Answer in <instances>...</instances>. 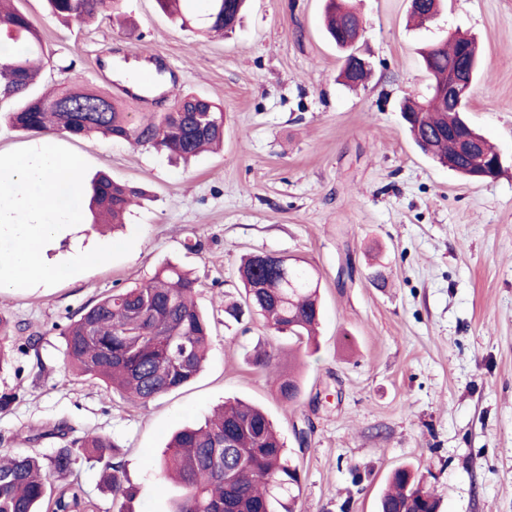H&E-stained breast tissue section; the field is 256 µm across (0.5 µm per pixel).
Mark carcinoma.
Here are the masks:
<instances>
[{
	"mask_svg": "<svg viewBox=\"0 0 512 512\" xmlns=\"http://www.w3.org/2000/svg\"><path fill=\"white\" fill-rule=\"evenodd\" d=\"M0 0V43L18 51L0 58V112L12 127L32 135L61 133L93 141L99 135L148 145L188 161L209 146L224 142V109L196 95L178 99L172 111L135 119L127 105L107 91L75 84L51 94L39 91L43 41L32 20ZM54 15L85 24L121 13L123 0H44ZM209 30L222 34L235 28L245 0H204ZM438 0H417L411 15L424 23L437 12ZM173 22L185 28L191 18L186 0H157ZM357 12L342 0H328L327 31L343 53L340 77L356 87L370 70L354 65ZM432 89L445 88L448 77L473 82L479 75L475 38L458 36L437 42L423 52ZM107 104L106 112H88L93 103ZM403 118L415 144L432 160L476 180L493 179L498 153L454 105L434 95L414 111L405 101ZM480 142L481 156L466 158L456 149L455 136ZM139 196L125 184L101 177L92 183L90 206L121 224ZM240 300L224 306L235 321L248 314L262 317L275 332L308 346L318 345L319 279L286 256L272 267L258 256L247 257L239 269ZM198 279L176 264L167 263L143 283L116 288L81 307L62 329L68 367L78 377L102 381L107 388L145 406L154 399L192 382L202 371L212 344V324L198 308ZM253 363L273 374L280 400H298L300 380L279 370L278 356L259 352ZM56 435L64 444L48 457L47 467L29 455L0 460V512H41L53 502V512H78L88 507L80 485L56 486L53 479L69 474L80 460L112 454L103 484L114 499L132 501L137 494L120 459L118 443L95 432H77L66 420L49 424L38 436ZM301 473L287 444L260 407L227 400L204 423L177 432L160 465L157 492L171 498V512H290L284 500L295 497ZM378 512H438V501L423 476L410 467L394 469L378 497Z\"/></svg>",
	"mask_w": 512,
	"mask_h": 512,
	"instance_id": "obj_1",
	"label": "carcinoma"
}]
</instances>
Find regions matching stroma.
<instances>
[{"label": "stroma", "mask_w": 512, "mask_h": 512, "mask_svg": "<svg viewBox=\"0 0 512 512\" xmlns=\"http://www.w3.org/2000/svg\"><path fill=\"white\" fill-rule=\"evenodd\" d=\"M360 45L373 63L364 86L338 81L342 58L323 27L325 0H248L223 39L173 25L156 0H126L127 21L77 27L43 0H16L40 30L46 87L81 82L127 98L129 63L158 72L129 98L136 113L169 111L194 93L224 108V147L183 164L150 146L63 134L89 168L140 193L118 234L84 224L60 253L134 239L125 257L54 286L0 291V319L39 339L0 370V457L48 454L36 434L61 419L116 440L138 488L131 512H169L158 461L171 435L225 399L262 406L284 436L302 480L294 512H376L388 475H423L440 512H512V0H444L438 18L408 22L410 0H356ZM474 35L484 78L467 117L497 147L503 172L471 181L424 155L400 115L430 96L420 50L455 32ZM246 254L286 255L320 282L319 345L289 349L260 318L225 324ZM167 263L195 272V301L213 343L193 382L131 404L66 366L58 328L115 288ZM299 366L302 393L277 399L253 366L255 346ZM30 435V442L19 439ZM105 463L67 475L94 512H117Z\"/></svg>", "instance_id": "obj_1"}]
</instances>
